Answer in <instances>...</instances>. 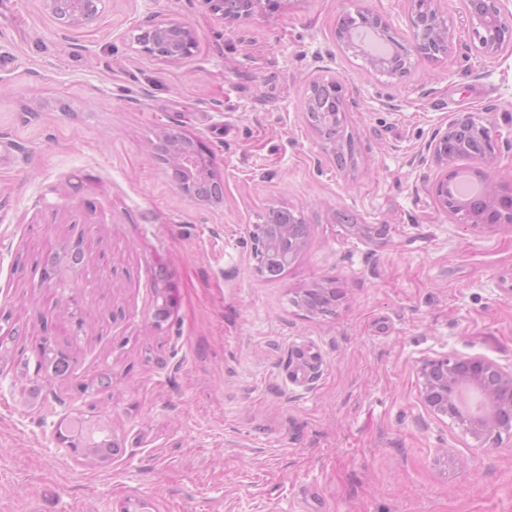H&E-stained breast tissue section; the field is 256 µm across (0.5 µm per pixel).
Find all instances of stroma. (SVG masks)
Returning a JSON list of instances; mask_svg holds the SVG:
<instances>
[{
  "label": "stroma",
  "mask_w": 512,
  "mask_h": 512,
  "mask_svg": "<svg viewBox=\"0 0 512 512\" xmlns=\"http://www.w3.org/2000/svg\"><path fill=\"white\" fill-rule=\"evenodd\" d=\"M438 6L448 56L397 80L336 21L367 8L404 43L408 0H283L230 32L205 0H102L67 32L43 0H0V512H512V435L477 442L419 399L423 360L512 363V227L444 213L421 160L471 113L502 135L491 179H512V47L484 57L462 0ZM149 19L194 29L193 57L142 59ZM318 76L347 96L353 168L300 110ZM165 128L210 149L221 203L177 191L152 150ZM273 206L309 233L270 280L249 232ZM74 242L102 285L68 304L32 265ZM330 281L331 312L293 305ZM43 342L70 353L66 379L37 372ZM305 349L312 378L291 383ZM63 419L109 425L111 464L60 445Z\"/></svg>",
  "instance_id": "obj_1"
}]
</instances>
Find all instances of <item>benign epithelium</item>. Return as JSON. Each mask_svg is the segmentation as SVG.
Returning a JSON list of instances; mask_svg holds the SVG:
<instances>
[{"instance_id":"7a95c632","label":"benign epithelium","mask_w":512,"mask_h":512,"mask_svg":"<svg viewBox=\"0 0 512 512\" xmlns=\"http://www.w3.org/2000/svg\"><path fill=\"white\" fill-rule=\"evenodd\" d=\"M210 11L220 16L224 26L233 28L243 20L269 16L268 0H246L248 7L231 14L224 13V0H205ZM507 0H464L466 13L478 37L480 51L488 58H495L504 49L512 46V10ZM100 0H44V6L65 30L79 28L99 14ZM419 18L416 13L409 15L411 42L404 56L379 70L398 78L410 72V57L433 61L448 54L451 31L448 17L438 8H432L427 25L433 27L435 36L431 40H420L416 36ZM144 27L155 34L154 41L140 44L139 54L150 61L179 64L193 56L198 36L195 31L177 21L153 23L146 21ZM471 116L451 117L445 127L437 129L429 146V159L442 173L434 184L435 200L447 210L448 182L453 176L451 159L443 151L448 138ZM483 138L486 158H492L497 132L483 123L476 124ZM185 136L165 129L160 140L168 144L167 166L177 190L199 204L196 186L210 178L212 157L207 146L199 139L192 140L194 151L182 149ZM485 181V209L468 216L461 212L463 222L472 226H497L512 224V207L503 202L512 197V182L501 183L483 176ZM66 269L47 275L39 267L41 283L51 288H68L71 277ZM418 373L422 379L420 401L438 419L447 418L462 425L475 440L482 443L495 442L501 435L512 434V365L503 366L483 356L460 357L454 354L421 363Z\"/></svg>"}]
</instances>
